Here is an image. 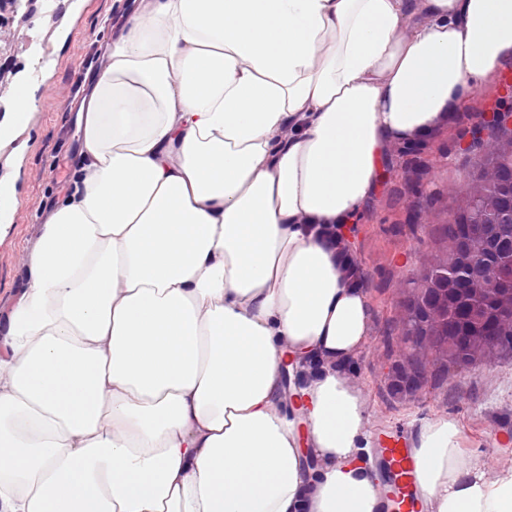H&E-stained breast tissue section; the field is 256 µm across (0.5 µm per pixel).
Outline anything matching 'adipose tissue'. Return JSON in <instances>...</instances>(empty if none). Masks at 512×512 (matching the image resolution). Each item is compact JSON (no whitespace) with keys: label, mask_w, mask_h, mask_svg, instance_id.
<instances>
[{"label":"adipose tissue","mask_w":512,"mask_h":512,"mask_svg":"<svg viewBox=\"0 0 512 512\" xmlns=\"http://www.w3.org/2000/svg\"><path fill=\"white\" fill-rule=\"evenodd\" d=\"M110 57L0 339V512H381L321 231L512 58V0H149ZM465 440L413 438L428 512H512Z\"/></svg>","instance_id":"ef3b65f1"}]
</instances>
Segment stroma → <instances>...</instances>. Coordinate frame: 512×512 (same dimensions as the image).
Wrapping results in <instances>:
<instances>
[{
  "label": "stroma",
  "mask_w": 512,
  "mask_h": 512,
  "mask_svg": "<svg viewBox=\"0 0 512 512\" xmlns=\"http://www.w3.org/2000/svg\"><path fill=\"white\" fill-rule=\"evenodd\" d=\"M85 9L70 43L49 33L52 10L65 0H37L35 31L58 61L49 73L56 85L74 92L89 87L88 64L107 51L142 0H82ZM66 96L50 95L32 104L14 145L0 143V167L17 186L22 219L0 228V338L25 290L29 253L54 205L71 187L79 165L81 132L69 123ZM495 112L512 113V60L504 63L427 137L390 148L376 192L351 226L349 246L361 268V286L370 308V336L350 361L348 372L365 397L372 437L399 430L414 435L435 416L460 421L470 452L495 469L512 464V356L459 368L455 377L428 375L420 389H398L408 346L400 331L402 303L418 268L437 247L450 193L463 187L475 156L491 145L489 136L473 140L479 121Z\"/></svg>",
  "instance_id": "stroma-1"
}]
</instances>
